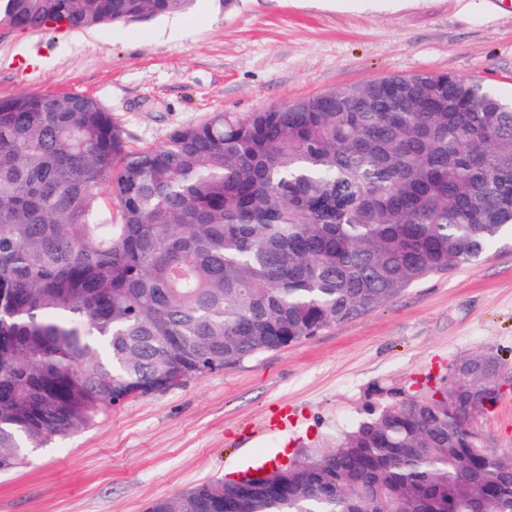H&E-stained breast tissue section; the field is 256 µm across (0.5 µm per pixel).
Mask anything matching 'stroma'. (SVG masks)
<instances>
[{"mask_svg":"<svg viewBox=\"0 0 512 512\" xmlns=\"http://www.w3.org/2000/svg\"><path fill=\"white\" fill-rule=\"evenodd\" d=\"M447 73L512 98V10L497 0H194L185 13L55 36L0 17V98L98 100L134 147L215 112H253L392 75ZM500 362L497 403L471 423L512 448V244L425 278L381 308L200 378L127 400L0 474V512H147L332 437L381 390ZM290 415L269 428L273 413Z\"/></svg>","mask_w":512,"mask_h":512,"instance_id":"stroma-1","label":"stroma"}]
</instances>
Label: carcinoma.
<instances>
[{
	"mask_svg": "<svg viewBox=\"0 0 512 512\" xmlns=\"http://www.w3.org/2000/svg\"><path fill=\"white\" fill-rule=\"evenodd\" d=\"M193 0H3L81 31ZM512 236V102L393 75L129 148L94 98L0 99V472L112 408L385 305ZM500 364L379 402L325 448L150 512H512V448L469 428Z\"/></svg>",
	"mask_w": 512,
	"mask_h": 512,
	"instance_id": "cac0c4a2",
	"label": "carcinoma"
}]
</instances>
